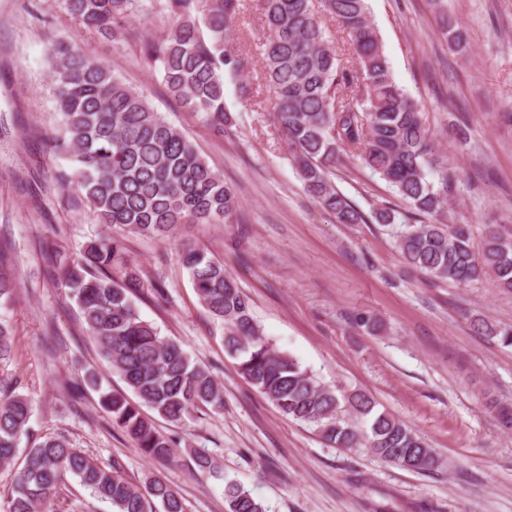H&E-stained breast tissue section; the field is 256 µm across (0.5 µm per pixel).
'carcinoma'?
Returning a JSON list of instances; mask_svg holds the SVG:
<instances>
[{
    "instance_id": "1",
    "label": "carcinoma",
    "mask_w": 512,
    "mask_h": 512,
    "mask_svg": "<svg viewBox=\"0 0 512 512\" xmlns=\"http://www.w3.org/2000/svg\"><path fill=\"white\" fill-rule=\"evenodd\" d=\"M157 0H61L62 8L102 38L118 42L133 17L149 19ZM172 24L143 42L142 52L158 69L170 96L202 116L217 135L234 125L224 106V73L244 75L246 57L224 49L241 0H169ZM258 22L266 34L263 81L274 123L285 136L306 192L340 224H362L365 216L336 188L331 168L342 155L359 158L393 188L405 211L388 204L373 211L378 224H404L397 246L406 263L433 279L468 285L491 274L512 288V237L487 225L475 247L471 225L437 219L455 179L426 125L424 112L394 81L367 0H258ZM332 22L348 37L341 58L327 35ZM442 33L460 51L467 44L451 19ZM48 77L61 130L51 139L56 155L75 163L64 177L86 200L96 223L112 234L89 240L73 253L40 242L47 275L65 290L100 355L134 395H101L112 424L149 458H175L174 440L161 433L143 408L181 422L205 407L224 408V386L177 344L141 318L135 299L161 296L160 281L126 256L132 235L169 238L182 224H243L235 190L212 169L195 144L151 104L147 94L120 81L110 67L73 38L47 48ZM201 304L224 323V347L241 377L288 418L312 425L326 441L363 447L380 460L412 471L431 470L432 449L393 414L376 408L367 394L339 397L289 355L277 350L251 315L252 300L224 263L184 244L178 252ZM13 256L0 238V308L12 303L17 285ZM474 330L512 346V329L485 318ZM12 356V326L0 314V363ZM100 390L95 372L66 383L70 396ZM363 422L354 428L341 415ZM31 401L16 381L0 373V464L10 463L27 431ZM24 465L7 495L6 512H55L53 501L67 476L75 477L112 512H185L179 493L149 478L137 485L116 466L96 462L63 436L24 449ZM228 512H266L242 484L224 486Z\"/></svg>"
}]
</instances>
